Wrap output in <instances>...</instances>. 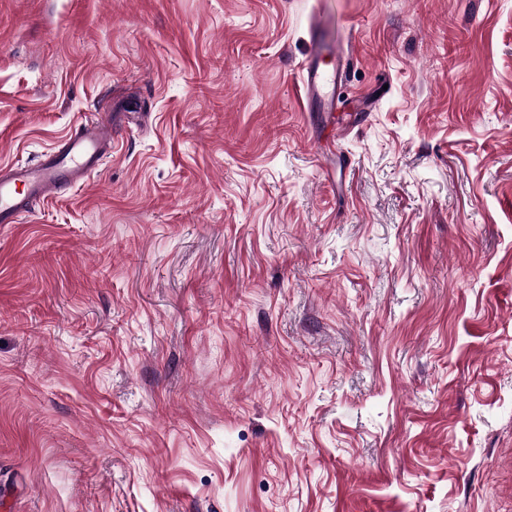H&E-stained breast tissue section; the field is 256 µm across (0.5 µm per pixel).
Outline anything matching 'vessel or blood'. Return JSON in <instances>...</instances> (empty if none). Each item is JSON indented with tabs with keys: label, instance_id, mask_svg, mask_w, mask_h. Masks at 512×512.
Wrapping results in <instances>:
<instances>
[{
	"label": "vessel or blood",
	"instance_id": "1",
	"mask_svg": "<svg viewBox=\"0 0 512 512\" xmlns=\"http://www.w3.org/2000/svg\"><path fill=\"white\" fill-rule=\"evenodd\" d=\"M311 51L304 62L299 92L309 112H331L345 78L348 55L338 44L311 33ZM111 114L81 123L75 132L37 160L0 168V225L19 223L33 204L57 197L63 190L85 185L112 153Z\"/></svg>",
	"mask_w": 512,
	"mask_h": 512
}]
</instances>
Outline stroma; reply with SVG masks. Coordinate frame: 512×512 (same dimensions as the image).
I'll return each instance as SVG.
<instances>
[{"label":"stroma","instance_id":"obj_1","mask_svg":"<svg viewBox=\"0 0 512 512\" xmlns=\"http://www.w3.org/2000/svg\"><path fill=\"white\" fill-rule=\"evenodd\" d=\"M110 107L0 226V512H512V0H0V165ZM311 51L304 62L299 92L306 101L307 112H334L338 89L345 79L348 55L339 44L324 41L310 31ZM112 112L81 123L51 152L31 163L0 168V225L19 224L33 204L57 197L66 188L85 185L112 154Z\"/></svg>","mask_w":512,"mask_h":512}]
</instances>
